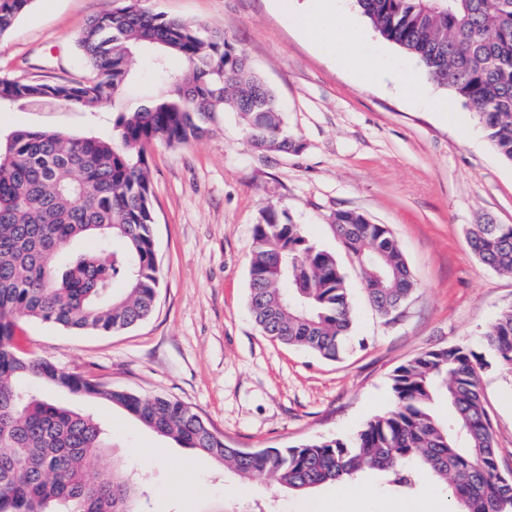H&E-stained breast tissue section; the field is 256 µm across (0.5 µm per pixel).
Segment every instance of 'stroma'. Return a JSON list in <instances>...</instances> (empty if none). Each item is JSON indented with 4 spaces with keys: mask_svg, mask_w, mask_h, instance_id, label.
<instances>
[{
    "mask_svg": "<svg viewBox=\"0 0 512 512\" xmlns=\"http://www.w3.org/2000/svg\"><path fill=\"white\" fill-rule=\"evenodd\" d=\"M111 0H32L0 37V75L22 81L78 80L77 37ZM155 11L225 33L275 94L297 150L263 154L236 113H218L209 134L185 145L148 149L162 284L155 312L127 330L76 333L23 322L18 347L63 370L143 396L164 394L199 414L226 443L244 450L285 448L310 439L354 436L393 404V371L420 352L457 343L482 358L484 404L499 470L512 478V378L484 344L498 314L512 308V275L483 266L467 231L512 224V164L504 162L467 107L432 112L407 93L452 101L417 58L384 40L364 17L363 60L345 44L320 49L290 18L307 0H148ZM119 109L161 91L154 59L131 60ZM118 109V110H119ZM116 112V111H115ZM114 111L15 107L0 132L31 126L80 135L112 130ZM270 208L302 225L309 240L335 252L354 307L352 340L326 361L270 341L248 304L253 227ZM352 210L384 224L397 240L414 287L398 319L370 304L358 266L341 246L334 212ZM59 401L100 418L108 446L90 468L100 480L120 467L146 493V512H293L294 495L264 477L243 480L212 458L183 448L104 401L62 392ZM151 448L165 449L151 459ZM374 486L363 512H452L447 492L424 502L374 473L353 484L323 485L310 498H342Z\"/></svg>",
    "mask_w": 512,
    "mask_h": 512,
    "instance_id": "stroma-1",
    "label": "stroma"
}]
</instances>
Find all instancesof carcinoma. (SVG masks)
I'll use <instances>...</instances> for the list:
<instances>
[{"instance_id": "carcinoma-1", "label": "carcinoma", "mask_w": 512, "mask_h": 512, "mask_svg": "<svg viewBox=\"0 0 512 512\" xmlns=\"http://www.w3.org/2000/svg\"><path fill=\"white\" fill-rule=\"evenodd\" d=\"M31 0H0V36ZM388 42L418 59L438 84L474 112L500 158L512 163V0H355ZM82 80L21 81L0 75V102L60 104L102 112L130 81L133 55L148 52L164 91L117 113L112 134L77 136L43 127L0 137V512H137L136 488L117 468L112 480L88 471L106 447L91 415L42 398L43 384L122 408L145 427L231 468L290 491L342 485L366 471L400 490L418 476L446 485L458 512H512V478L500 474L482 397L480 356L464 344L427 349L391 376L394 406L350 440L287 448H235L182 402L141 396L68 373L15 343L23 321L74 332L131 328L154 310L161 286L147 147L187 144L218 112L237 113L252 145L286 152L273 91L224 33L124 0L91 18L78 37ZM186 67L174 71L167 57ZM333 223L362 272L372 305L392 319L413 290L400 247L384 224L338 210ZM91 240L94 247L76 251ZM478 260L512 273V224L469 231ZM124 288L115 293L114 284ZM252 317L269 339L327 360L344 352L353 325L336 255L310 243L284 212L255 225L249 267ZM499 369L512 376V309L485 332ZM445 398L451 416L435 410Z\"/></svg>"}]
</instances>
